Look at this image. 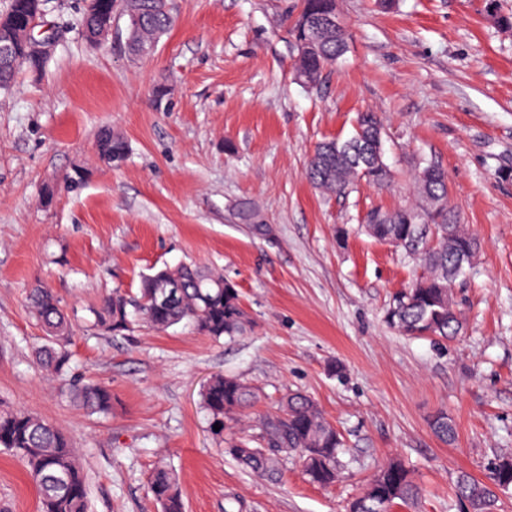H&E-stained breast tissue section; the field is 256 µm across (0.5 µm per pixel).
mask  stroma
Returning a JSON list of instances; mask_svg holds the SVG:
<instances>
[{
	"label": "stroma",
	"mask_w": 512,
	"mask_h": 512,
	"mask_svg": "<svg viewBox=\"0 0 512 512\" xmlns=\"http://www.w3.org/2000/svg\"><path fill=\"white\" fill-rule=\"evenodd\" d=\"M81 0H48L62 36L44 71L0 90V407L27 408L75 445L88 512H157L158 464L178 474L187 512H346L400 459L422 495L396 512H465L453 481L484 479L512 453V0H337L347 51L319 85L296 78L288 29L301 0H172L175 23L133 57L126 22L90 46ZM384 128L388 185L325 194L303 172L318 143L349 137L357 113ZM129 147L117 167L101 129ZM438 164L459 221L481 242L453 287L464 322L445 342L384 321L424 272L374 240L371 209L415 202L417 160ZM223 273L249 318L235 341L164 331L107 332L93 311L112 289L179 264ZM51 288L72 315L71 369L112 391V411L77 407L48 379L28 291ZM240 378L261 399L310 396L346 446L336 484L286 459L248 473L210 430L201 390ZM456 426L441 441L430 422ZM0 512H39L34 485L0 452ZM96 148L98 155L103 159L127 152L126 141L121 136L112 134L110 130H105L99 135Z\"/></svg>",
	"instance_id": "1"
}]
</instances>
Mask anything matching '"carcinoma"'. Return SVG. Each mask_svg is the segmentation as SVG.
<instances>
[{
  "label": "carcinoma",
  "mask_w": 512,
  "mask_h": 512,
  "mask_svg": "<svg viewBox=\"0 0 512 512\" xmlns=\"http://www.w3.org/2000/svg\"><path fill=\"white\" fill-rule=\"evenodd\" d=\"M114 0H103L104 10L96 16L83 15L81 28L94 29L110 18ZM43 6L42 0H10L9 9L0 21L22 24L32 11ZM333 0H303L302 12L319 18L328 13ZM174 22L172 9L163 0H135L132 14L127 16L131 34L128 49L141 56L150 52L167 34ZM347 49L346 35L334 31L320 36L316 52L296 59V70L306 74L312 84L321 80L323 72ZM47 61L18 51L9 62L0 64V90L8 89L19 69L38 74ZM356 122L360 131L340 142L319 144L305 168L306 178L317 188L346 193L356 180L374 185L391 181V167L377 154H366L364 148L383 139V127L374 112H362ZM98 155L109 158L127 152L126 141L109 130L97 141ZM415 184L418 198L429 203L424 220L413 218L414 210L404 206L382 211H369L375 222L365 225L378 241L400 244L415 256L427 275L416 279L411 287L394 295L386 312L387 325L400 334L446 340L462 329L460 311L454 302L452 283L458 277L457 261L464 255L471 261L480 244L465 227L456 230L448 240V224L457 215L448 207V180L439 165H416ZM174 279L180 283L176 297L160 300L157 283ZM30 307L42 325L46 344L39 351L43 367L54 378L67 381L70 353L66 348L73 325L53 292L42 285L29 293ZM96 325L112 332L131 331L140 324L165 330L182 322L204 336L232 339L248 325L239 292L224 276L197 265L182 264L160 269L141 277L136 296L115 289L95 311ZM71 396L93 413L112 409V391L95 383L76 384ZM203 406L212 423L221 425L216 435H224V421H236L258 399L256 391L237 378L216 374L207 381L202 393ZM433 433L442 441L455 438L456 428L448 416L439 413L431 423ZM228 453L246 470L262 477L278 473L282 462L296 455L308 480L319 486L336 482L341 466L343 440L307 395L288 393L277 411L259 419L258 431L239 429L224 441ZM0 447L11 452L25 466L39 493L40 512H87L86 478L71 441L44 417L27 410L0 409ZM500 485V491L512 489V456H501L489 463L487 480L479 481L460 473L454 483L456 498L472 506L473 512H497L498 497L487 482ZM148 491L158 512H185L178 477L166 467L156 468L150 477ZM419 488L410 471L399 461L383 466L365 485L359 496L348 505V512H392V509L414 504Z\"/></svg>",
  "instance_id": "carcinoma-1"
}]
</instances>
